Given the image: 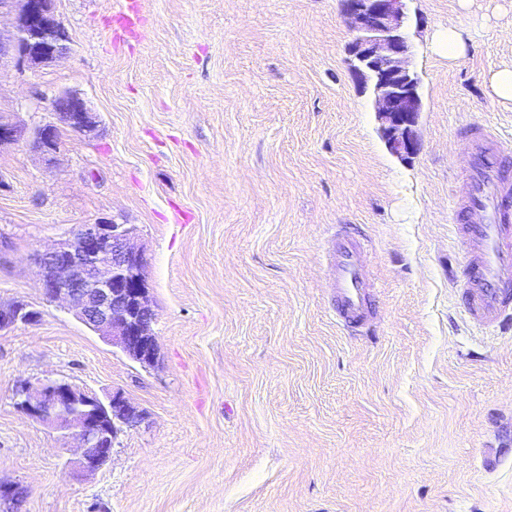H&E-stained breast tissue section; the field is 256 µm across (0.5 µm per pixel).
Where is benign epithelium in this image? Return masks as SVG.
<instances>
[{
  "label": "benign epithelium",
  "instance_id": "benign-epithelium-1",
  "mask_svg": "<svg viewBox=\"0 0 512 512\" xmlns=\"http://www.w3.org/2000/svg\"><path fill=\"white\" fill-rule=\"evenodd\" d=\"M407 0H345L353 39L348 46L350 66L369 86L377 104L379 133L389 152L407 160L418 146L417 125L422 112L420 80L411 68L412 44ZM16 12V23L0 29V63L14 59L39 66L52 63L69 50V37L58 20L54 0H0V14ZM56 121L38 127L32 147L47 161L59 149L64 126L79 135L98 126V117L76 91H61L53 99ZM23 132L0 113V146L23 139ZM132 224L110 219L81 224L53 247L34 255L37 276L46 297L64 302L68 310L107 344L146 367L158 355L152 332L155 312L148 296L143 252L133 247ZM39 320L32 306L16 301L0 305V331ZM17 408L54 427L77 442L75 467L96 472L112 455L118 434L142 419L122 392L102 400L64 380L37 379L16 392ZM79 407L69 419L53 414L60 408Z\"/></svg>",
  "mask_w": 512,
  "mask_h": 512
}]
</instances>
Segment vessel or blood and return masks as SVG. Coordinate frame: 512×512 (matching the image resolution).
Masks as SVG:
<instances>
[{
  "instance_id": "1",
  "label": "vessel or blood",
  "mask_w": 512,
  "mask_h": 512,
  "mask_svg": "<svg viewBox=\"0 0 512 512\" xmlns=\"http://www.w3.org/2000/svg\"><path fill=\"white\" fill-rule=\"evenodd\" d=\"M466 140L470 163L456 199L467 217L457 227L466 244L465 310L475 324L500 327L512 317V180L501 169L504 142L493 128L470 126ZM332 260L337 313L344 322H360L370 287L364 251L340 237Z\"/></svg>"
}]
</instances>
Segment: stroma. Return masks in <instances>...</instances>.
<instances>
[{
    "mask_svg": "<svg viewBox=\"0 0 512 512\" xmlns=\"http://www.w3.org/2000/svg\"><path fill=\"white\" fill-rule=\"evenodd\" d=\"M55 0L69 51L0 64V480L19 512H512V330L465 315L452 230L463 126L512 151V0H408L423 110L394 157L355 78L344 0ZM457 31L463 54L440 56ZM81 93L96 134L30 135ZM132 224L159 357L141 367L46 299L33 253L75 226ZM369 254L368 315L336 316L331 242ZM65 379L143 414L76 475L16 391ZM489 87L497 99L512 102V67L495 71L489 78ZM38 320L39 312L26 303L16 301L8 306L0 304V331L9 330L19 324H34Z\"/></svg>",
    "mask_w": 512,
    "mask_h": 512,
    "instance_id": "35a3bbf8",
    "label": "stroma"
}]
</instances>
